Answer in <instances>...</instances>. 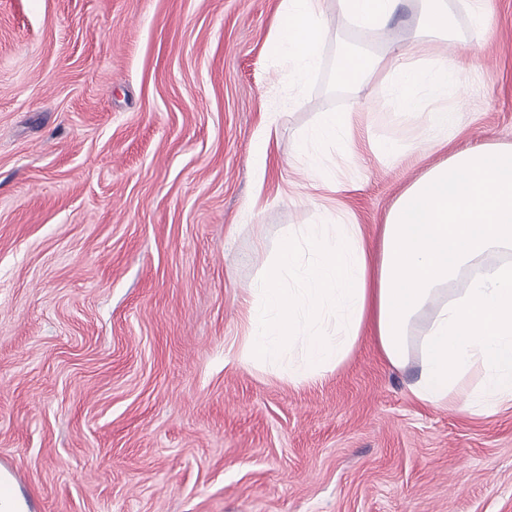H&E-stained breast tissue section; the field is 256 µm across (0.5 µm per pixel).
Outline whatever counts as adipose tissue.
Listing matches in <instances>:
<instances>
[{
  "mask_svg": "<svg viewBox=\"0 0 512 512\" xmlns=\"http://www.w3.org/2000/svg\"><path fill=\"white\" fill-rule=\"evenodd\" d=\"M364 27L389 25L401 0H339ZM326 0H280L269 49L307 79L321 62ZM384 71L408 114L426 111L430 141L447 150L460 121L425 110L419 91L444 96L457 65L429 63L394 48L383 57L345 55L351 84ZM351 127L323 113L302 147L347 141ZM394 367L418 355L409 391L419 403L493 415L512 406V143L462 150L426 171L392 205L368 244L361 225L309 224L250 290L236 355L297 385L315 382L350 357L364 327Z\"/></svg>",
  "mask_w": 512,
  "mask_h": 512,
  "instance_id": "adipose-tissue-1",
  "label": "adipose tissue"
}]
</instances>
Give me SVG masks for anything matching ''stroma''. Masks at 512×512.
Segmentation results:
<instances>
[{
	"label": "stroma",
	"mask_w": 512,
	"mask_h": 512,
	"mask_svg": "<svg viewBox=\"0 0 512 512\" xmlns=\"http://www.w3.org/2000/svg\"><path fill=\"white\" fill-rule=\"evenodd\" d=\"M279 2L0 0V466L32 512H512V408L420 405L415 366L369 339L296 386L231 350L289 231L330 208L374 239L448 152L512 143V0H487L489 37L470 0H445V34L417 0L383 30L329 0L302 83L268 48ZM393 44L477 52L443 101L466 115L447 151L386 73L341 80L345 53ZM326 112L355 137L315 172L296 145ZM277 140L278 131L272 127L271 123H263L253 141L250 150V162L253 170L254 179L257 185H263L269 158V146L272 138Z\"/></svg>",
	"instance_id": "stroma-1"
}]
</instances>
